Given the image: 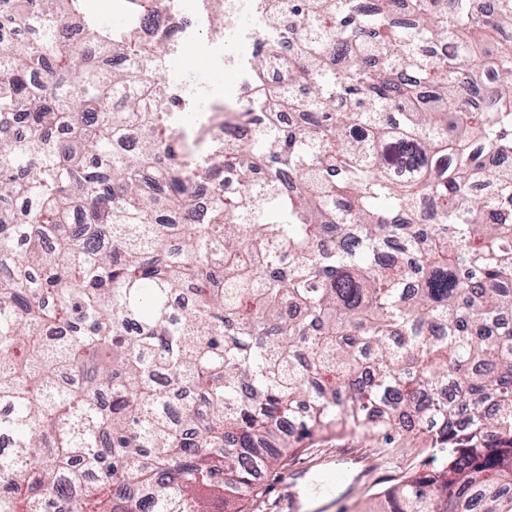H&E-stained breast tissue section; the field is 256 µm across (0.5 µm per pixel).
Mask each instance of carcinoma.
<instances>
[{
    "mask_svg": "<svg viewBox=\"0 0 512 512\" xmlns=\"http://www.w3.org/2000/svg\"><path fill=\"white\" fill-rule=\"evenodd\" d=\"M434 2L253 0L288 86L252 56L224 112L266 124L227 144L138 38L162 0H0V512H226L334 428L448 449L364 512H512V0Z\"/></svg>",
    "mask_w": 512,
    "mask_h": 512,
    "instance_id": "1",
    "label": "carcinoma"
}]
</instances>
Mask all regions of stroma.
Returning a JSON list of instances; mask_svg holds the SVG:
<instances>
[{"mask_svg": "<svg viewBox=\"0 0 512 512\" xmlns=\"http://www.w3.org/2000/svg\"><path fill=\"white\" fill-rule=\"evenodd\" d=\"M184 51L174 53V64L165 68L163 80L180 85H208L212 101H232L241 76L237 63L226 62L223 37L202 29L184 40ZM421 449L399 448L379 455L372 442L361 435L327 432L317 438L312 451L288 457L262 480V489L246 512H364L393 479L417 466ZM295 495L296 505L287 508L285 496Z\"/></svg>", "mask_w": 512, "mask_h": 512, "instance_id": "35a3bbf8", "label": "stroma"}]
</instances>
